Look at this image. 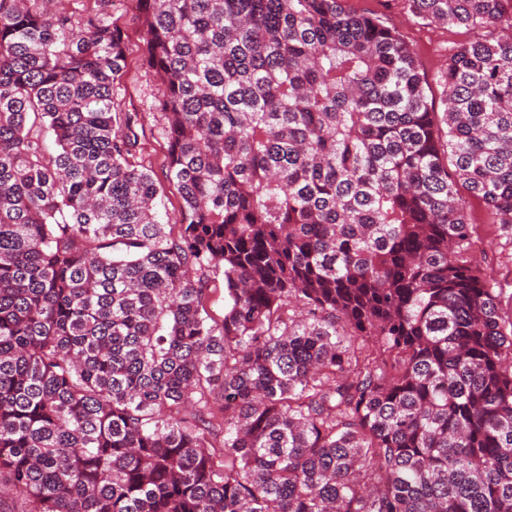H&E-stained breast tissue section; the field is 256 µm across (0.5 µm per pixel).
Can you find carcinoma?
Listing matches in <instances>:
<instances>
[{
    "instance_id": "1",
    "label": "carcinoma",
    "mask_w": 512,
    "mask_h": 512,
    "mask_svg": "<svg viewBox=\"0 0 512 512\" xmlns=\"http://www.w3.org/2000/svg\"><path fill=\"white\" fill-rule=\"evenodd\" d=\"M166 178L114 109L121 32L0 0V493L29 512H512V0H407L444 109L342 0H139ZM224 315L208 311L210 273ZM469 213L474 225L471 239L473 255L485 272L503 288V312L510 315L512 244L506 237L500 236L496 224H492L491 216L481 202L470 199Z\"/></svg>"
}]
</instances>
